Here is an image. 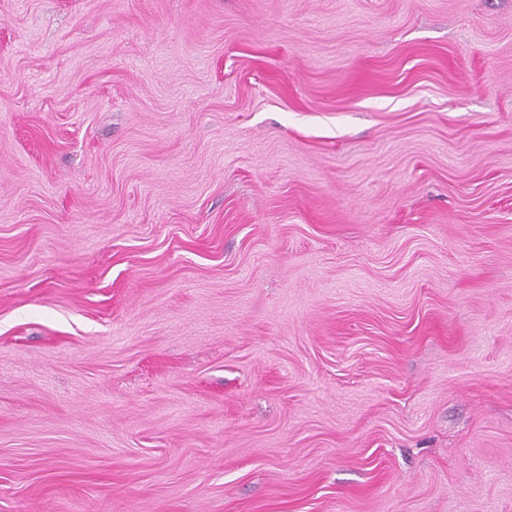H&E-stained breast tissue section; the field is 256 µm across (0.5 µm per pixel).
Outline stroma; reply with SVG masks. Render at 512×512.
<instances>
[{
    "label": "stroma",
    "mask_w": 512,
    "mask_h": 512,
    "mask_svg": "<svg viewBox=\"0 0 512 512\" xmlns=\"http://www.w3.org/2000/svg\"><path fill=\"white\" fill-rule=\"evenodd\" d=\"M0 512H512V0H0Z\"/></svg>",
    "instance_id": "obj_1"
}]
</instances>
